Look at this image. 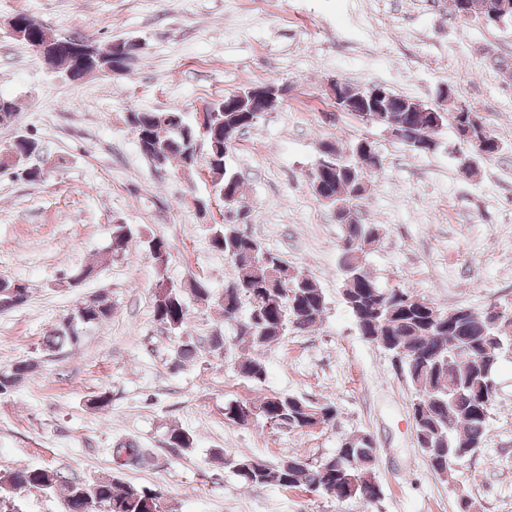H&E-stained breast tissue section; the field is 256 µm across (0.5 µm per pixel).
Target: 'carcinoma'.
I'll return each instance as SVG.
<instances>
[{
	"instance_id": "cac0c4a2",
	"label": "carcinoma",
	"mask_w": 512,
	"mask_h": 512,
	"mask_svg": "<svg viewBox=\"0 0 512 512\" xmlns=\"http://www.w3.org/2000/svg\"><path fill=\"white\" fill-rule=\"evenodd\" d=\"M452 16L494 26L483 12H466L461 0H449ZM33 42L54 37L49 29L29 15L12 16ZM236 94L231 93L213 103L214 112L201 132L197 119L188 113L138 110L129 112L125 122L133 133L144 158L156 169L172 164L195 169L205 160L214 188L215 199H228L224 206L246 213L243 182L227 167V157L237 135L255 126L262 114L280 103V98H265L254 103L249 111L241 107L225 108ZM393 104L383 112H364L357 120L386 132L402 131L401 143L423 154L434 153L439 144L435 134L440 126L427 112H414V98L389 93ZM448 124L467 125L473 139L459 140L462 145L464 169L475 170L473 163L491 160L504 150V142L488 130L482 117L474 110L457 111L456 102L445 108ZM36 141L26 137L0 147V167L7 166L11 152H24ZM320 149L328 151L332 166L316 163L311 182H320V195L326 205L335 209L336 223L343 229L340 245V294L352 314L362 336L374 342L391 356H401L400 373L414 391L411 414L418 447L433 472L452 477L448 457L455 451L479 446L485 435L489 411L494 399L481 400L495 370L512 339V312L504 314L506 330L498 332L485 323V314L467 307L450 310L435 305L400 287L382 288L367 267L370 250L380 239L379 226L358 216L354 201L370 190L378 173L380 158L374 141L366 138L351 143L344 154L330 141ZM135 233L128 224H116L112 238L100 262L123 259L130 251ZM146 251L157 268L153 289L154 319L174 338L173 356L179 365L197 360L199 347L187 333L192 308L214 310L220 322L237 329L236 339L245 343L244 353L237 357V373L247 382L259 385L266 378V368L257 354L276 343L291 331L311 332L323 322L327 299L316 279L292 266L280 254L265 247L256 236L243 232L239 224L224 220L210 228L209 246L224 254L234 270L219 293L208 282L197 277L189 283H175L165 276L171 253L168 241L158 235L143 240ZM1 311H13L29 301L26 284L9 281L0 287ZM112 303L103 296L92 298L90 305L79 304L70 319L75 325H58L43 338V352H53L78 343L86 329L112 319ZM36 368L31 359H23L0 368V394L10 391L28 378ZM338 415L331 402L313 403L294 395H269L258 400H235L224 407V417L237 425L261 422L271 428L290 430L314 429L328 425ZM167 443L174 448L193 447V436L181 428L167 433ZM115 458L123 465L141 467L147 463L145 449L134 440L115 444ZM378 448L371 435L358 432L341 442L336 452L314 462L289 456L277 463L231 455L224 449L213 453L215 462L228 468L248 486L266 485L285 489H304L330 494L338 501L360 499L373 503L380 499L382 488L374 483L365 492H352L353 478L375 475ZM63 490L65 512H153L159 503L151 495L154 488L128 482L117 476L81 481L65 476L51 467H13L0 470V512H17L19 494Z\"/></svg>"
}]
</instances>
